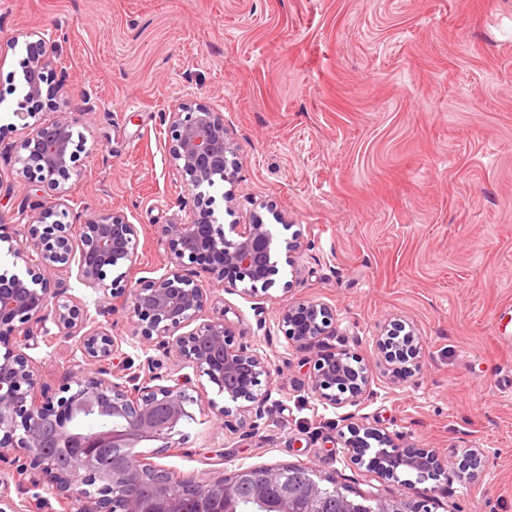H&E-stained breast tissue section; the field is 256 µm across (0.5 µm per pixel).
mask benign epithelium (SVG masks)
Segmentation results:
<instances>
[{
	"label": "benign epithelium",
	"instance_id": "benign-epithelium-1",
	"mask_svg": "<svg viewBox=\"0 0 512 512\" xmlns=\"http://www.w3.org/2000/svg\"><path fill=\"white\" fill-rule=\"evenodd\" d=\"M27 37L31 41L21 60L24 90L13 115L31 131L16 145L0 146V159L13 161L17 183L28 190L50 187L56 198L37 204L26 240L9 244L13 266L20 270L0 273V347L5 348L0 352V457L9 452L23 455L29 465L22 466L18 474H33L34 484L47 485L62 500L79 501L86 497V486L98 484L97 512H148L149 504L135 492L115 506L112 484L119 480L134 484L149 477L163 512H186L187 500L201 488L231 499L236 484L250 477L252 469H239L202 487L168 474L152 476L124 452L147 442L171 447L182 423L194 419L188 410L194 402L188 393L189 377H170L163 384V377L150 375L129 386L103 379L100 370L93 369L96 364H113L120 355L119 344L91 315L87 304L64 297L59 274L76 272V281L100 298L115 294L118 282L136 269L139 231L122 211L101 212L82 221L70 218L65 184L82 176L78 164L81 141L75 139V128L84 113L57 111L58 101L67 92V79L54 78L53 40L39 31ZM44 110L53 112V117H39ZM164 120L170 133L168 154L186 188L184 202L189 205L190 220L160 226L161 238L174 245L164 271L127 289L131 335L143 349L161 344L191 367L197 381L194 391L207 398L219 416L230 410L209 398L207 388L234 403L245 401L236 414L248 436L254 428L247 421L253 405L268 401L275 390L271 358L232 345L224 309L216 306L187 267L201 262L211 282H239L244 293L257 296L272 286L271 276L280 260L294 265L300 242L280 243L258 212L250 223L231 224L227 230L216 223L215 199L209 189L218 179L233 183L237 171L236 148L224 129L223 113L205 104L180 103L164 113ZM116 269L120 273L108 280ZM329 321L325 305L294 301L282 308L275 324L287 341L303 345L324 335ZM48 322L59 335L78 338L81 354L79 370L63 388L66 396L56 404L46 395L41 374L25 353L37 333L50 334ZM194 322V329L182 332ZM417 342L413 330L403 334L399 326L386 330L382 339L388 361L408 363L411 372L420 368ZM369 386L368 373L358 371L353 357L343 350L323 354L314 364L312 389L333 407L356 403ZM91 420L98 426L88 431L84 424ZM371 436L387 448L381 474L391 475L396 466L427 464L440 476L434 451L401 448L380 431ZM49 445L75 455L79 465L61 467L46 450ZM460 465L464 473L475 475L481 466L479 450L468 449Z\"/></svg>",
	"mask_w": 512,
	"mask_h": 512
}]
</instances>
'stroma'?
<instances>
[{
	"label": "stroma",
	"mask_w": 512,
	"mask_h": 512,
	"mask_svg": "<svg viewBox=\"0 0 512 512\" xmlns=\"http://www.w3.org/2000/svg\"><path fill=\"white\" fill-rule=\"evenodd\" d=\"M56 36L64 112L79 130L83 175L72 212L117 209L139 230L132 281L160 274L171 253L162 224L189 211L162 115L178 103L220 109L237 148L234 183L213 188L218 223L272 208L278 239H298L266 296L214 286L234 345L267 351L279 388L243 438L237 416L198 411L177 445L139 449L176 477L300 465L351 495L416 502L432 512H512V0H0V142L25 132L12 111L25 34ZM0 160V236L22 241L25 193ZM234 191L226 211L221 196ZM324 304L328 333L298 345L267 338L279 309ZM105 299L102 322L130 373L184 372L172 352L142 350ZM414 327L420 370L385 360L384 326ZM75 338L37 336L28 354L49 396L76 370ZM356 356L370 378L360 403L333 408L311 387L322 352ZM376 428L403 448L436 453L440 480L393 479L356 461L351 428ZM480 449L475 477L460 473ZM0 459L17 506L47 488Z\"/></svg>",
	"instance_id": "1"
}]
</instances>
